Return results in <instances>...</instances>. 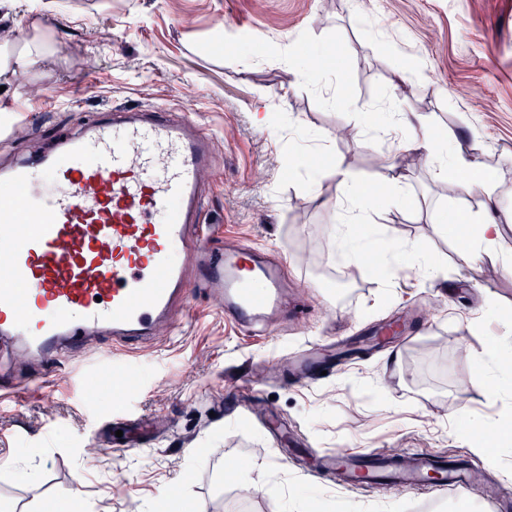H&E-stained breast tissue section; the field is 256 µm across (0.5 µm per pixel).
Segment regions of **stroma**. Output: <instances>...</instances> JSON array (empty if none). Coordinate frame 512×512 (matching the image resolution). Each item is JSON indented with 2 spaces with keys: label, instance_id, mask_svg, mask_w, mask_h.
I'll use <instances>...</instances> for the list:
<instances>
[{
  "label": "stroma",
  "instance_id": "obj_1",
  "mask_svg": "<svg viewBox=\"0 0 512 512\" xmlns=\"http://www.w3.org/2000/svg\"><path fill=\"white\" fill-rule=\"evenodd\" d=\"M6 42L40 54L0 94V165L114 107L191 109L214 154L203 223L221 249L278 262L287 295L262 336L195 293L177 332L161 324L114 350L113 366L141 383L124 404L137 421L127 451L105 448L98 411L116 396L85 357L47 371L15 354L8 374L24 392L0 404V512H172L178 500L190 512H287L293 493L312 512H486L489 495L512 512V417L478 360L512 312V271L459 259L467 229L448 218L477 212L479 196L460 175L435 180L397 152L415 130L368 121L395 92L456 146L479 142L512 210V0H0ZM309 62L320 75L300 82ZM302 153L323 163L317 182L294 166ZM394 153L408 172L406 202L372 203L368 239L381 249L390 235L438 256L446 269L432 283L336 255L332 167L371 188ZM487 294L496 306L485 312ZM395 320L399 333L379 338ZM308 342L321 345L326 372L292 381L288 357ZM462 343L471 358L456 357ZM475 418L509 438L479 458L477 492L374 495L313 475L329 449L467 452L461 429ZM229 458L253 466L249 496L227 479Z\"/></svg>",
  "mask_w": 512,
  "mask_h": 512
}]
</instances>
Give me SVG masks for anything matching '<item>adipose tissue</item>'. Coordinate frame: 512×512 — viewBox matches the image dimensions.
<instances>
[{
    "label": "adipose tissue",
    "mask_w": 512,
    "mask_h": 512,
    "mask_svg": "<svg viewBox=\"0 0 512 512\" xmlns=\"http://www.w3.org/2000/svg\"><path fill=\"white\" fill-rule=\"evenodd\" d=\"M381 111L392 117L393 126H409L420 130L421 136L410 144L422 166L432 170L438 180H447L449 173H475L485 167L483 153L479 147L470 151H448L447 141L430 134L431 123L424 115L417 112H405L401 102L394 97L386 98L380 105ZM338 185L341 194L336 199V212L342 226V232L336 239L337 246L345 248L351 261H364L370 252L363 246V236L357 230L359 217L355 210L361 207L365 194L356 179L347 172H340ZM469 190L482 198L478 213L468 215L469 226L467 245L462 250L464 260L485 256L501 268L512 267V256L501 249L503 226L512 222V215L500 210V190L498 184L490 179L473 181ZM408 265L426 278H437L440 274V262L432 260L427 253L410 247L405 241L392 238L387 246L377 254V266L386 270L399 265ZM484 381L495 389L502 399L512 398V335L503 334L481 358Z\"/></svg>",
    "instance_id": "1"
}]
</instances>
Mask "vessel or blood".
Masks as SVG:
<instances>
[{"label":"vessel or blood","instance_id":"b4317fda","mask_svg":"<svg viewBox=\"0 0 512 512\" xmlns=\"http://www.w3.org/2000/svg\"><path fill=\"white\" fill-rule=\"evenodd\" d=\"M211 162L200 123L157 108L94 120L49 154L1 167L11 196L0 204V347L20 346L52 368L102 336L129 347L157 324L178 325L193 288L245 329L279 308L278 266L211 246L200 222V174ZM96 374L123 400L139 388L106 362ZM326 456L348 490L413 489L435 472L434 493L460 495L481 480L476 465L429 452L402 465L375 451Z\"/></svg>","mask_w":512,"mask_h":512}]
</instances>
